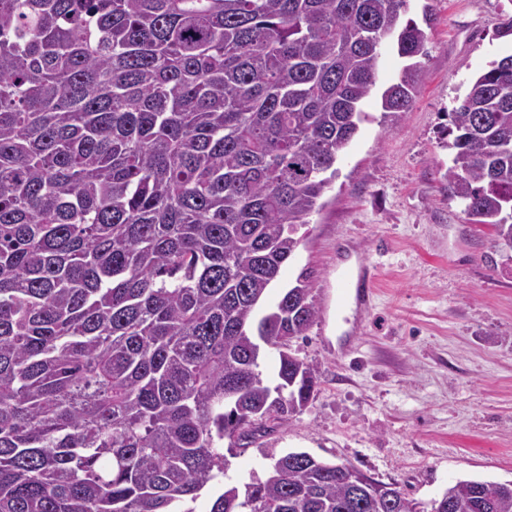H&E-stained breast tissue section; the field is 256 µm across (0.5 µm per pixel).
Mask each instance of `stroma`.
<instances>
[{
	"mask_svg": "<svg viewBox=\"0 0 512 512\" xmlns=\"http://www.w3.org/2000/svg\"><path fill=\"white\" fill-rule=\"evenodd\" d=\"M427 13L410 111L396 125L382 117L380 91L404 65L384 48L368 119L268 294L276 300L306 275L320 315L288 349L316 367L318 386L301 413L248 448L225 446V482L264 476L291 451L398 484L425 507L459 480L512 481V252L467 221L442 180L449 112L478 73L512 54V35L501 33L512 0H408L407 17ZM354 257L379 270L358 335L326 304L337 267Z\"/></svg>",
	"mask_w": 512,
	"mask_h": 512,
	"instance_id": "1",
	"label": "stroma"
}]
</instances>
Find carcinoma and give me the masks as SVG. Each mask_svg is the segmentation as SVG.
Returning a JSON list of instances; mask_svg holds the SVG:
<instances>
[{"label": "carcinoma", "instance_id": "carcinoma-1", "mask_svg": "<svg viewBox=\"0 0 512 512\" xmlns=\"http://www.w3.org/2000/svg\"><path fill=\"white\" fill-rule=\"evenodd\" d=\"M407 0H0V512H177L308 403L288 351L319 317L271 305L381 95L400 121L425 30ZM443 175L512 244V54L449 114ZM278 348L276 384L258 371ZM446 512H512V481L459 480ZM210 512H422L394 483L306 452Z\"/></svg>", "mask_w": 512, "mask_h": 512}]
</instances>
